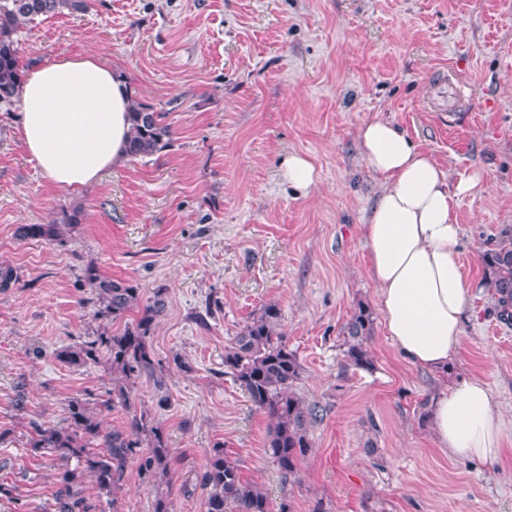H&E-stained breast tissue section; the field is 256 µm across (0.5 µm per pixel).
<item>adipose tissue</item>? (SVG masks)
I'll return each instance as SVG.
<instances>
[{"instance_id":"obj_1","label":"adipose tissue","mask_w":512,"mask_h":512,"mask_svg":"<svg viewBox=\"0 0 512 512\" xmlns=\"http://www.w3.org/2000/svg\"><path fill=\"white\" fill-rule=\"evenodd\" d=\"M19 97V138L55 187L81 191L126 160L130 89L98 55L59 56L31 67ZM358 137L365 161L383 180L362 234L385 332L414 366L447 371L463 347L473 298L455 207L478 180L451 182L388 121L367 120ZM431 419L436 444L449 456L492 462L504 452L503 416L480 377L441 390Z\"/></svg>"}]
</instances>
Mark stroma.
I'll return each mask as SVG.
<instances>
[{"label": "stroma", "mask_w": 512, "mask_h": 512, "mask_svg": "<svg viewBox=\"0 0 512 512\" xmlns=\"http://www.w3.org/2000/svg\"><path fill=\"white\" fill-rule=\"evenodd\" d=\"M93 52L127 79L132 102L171 128L162 152L127 159L80 195L50 185L15 132L19 100L0 103V512H55L65 461L32 450V423L65 426L69 400L106 398V358L59 361L124 320L99 315L85 271L125 281L142 303L162 294L150 344L166 383L138 399L165 431L167 476L129 461L103 512H205L201 476L215 446L269 498L311 512H512V325L499 321L483 254L512 227V0H87L74 14L24 24L21 69ZM380 117L450 174L478 176L457 203L463 273L474 282L463 347L447 374L418 369L387 338L381 314L371 370L344 362L345 326L374 308L361 226L381 190L360 126ZM307 156L318 181L288 186L281 162ZM79 212L76 224L64 215ZM56 224L57 239H22ZM278 304L301 365L295 389L324 406L299 480L267 450L269 420L224 368V349L259 309ZM476 375L505 418L494 463L449 457L422 415L444 385Z\"/></svg>", "instance_id": "obj_1"}]
</instances>
